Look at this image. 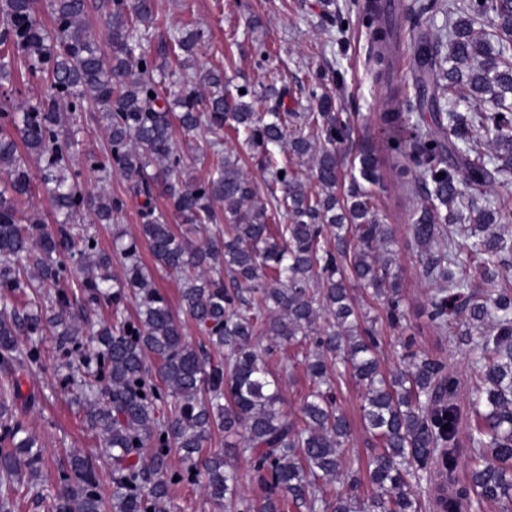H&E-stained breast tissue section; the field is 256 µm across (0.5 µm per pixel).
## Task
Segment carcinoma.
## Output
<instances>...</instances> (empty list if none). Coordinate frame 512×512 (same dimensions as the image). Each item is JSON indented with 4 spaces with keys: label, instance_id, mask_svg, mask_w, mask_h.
Instances as JSON below:
<instances>
[{
    "label": "carcinoma",
    "instance_id": "cac0c4a2",
    "mask_svg": "<svg viewBox=\"0 0 512 512\" xmlns=\"http://www.w3.org/2000/svg\"><path fill=\"white\" fill-rule=\"evenodd\" d=\"M47 8L49 26L39 0H0V86L14 84L21 68L46 83L34 101L0 99V473L14 483L0 494V512H15L21 491L39 497L33 479L46 465L44 451L18 414L39 405L35 394H22L21 378L41 362L47 334L62 366L79 364L65 381L100 447L68 455L51 512H159L172 487L185 483L200 485L220 512H282L287 500L308 512H484L490 503L512 512V278L499 274L512 255L500 232L512 224V201L487 195L512 175V0L398 5L417 19L414 106L432 113L434 128L419 132L400 108L385 109L382 129L395 133L387 158L363 141L341 195L339 151L352 117L333 111L325 78L304 89L316 111H284L289 89L272 84L264 98L274 104L257 112L245 100L250 91L226 89L223 70L184 72L181 56L204 37L186 30L162 46L191 85L173 112L165 67L148 49L155 0H49ZM384 8L383 0H349L345 12L328 17L340 31L354 13L369 30L367 61L379 84L390 82L399 39L393 18L381 19ZM93 11L103 20V44L87 25ZM437 14L445 25L432 33L427 23ZM485 22L491 31L475 29ZM462 101L466 112L457 110ZM63 109L71 112L66 122ZM88 109L107 140L84 154L86 166L103 179L122 176L139 200V236L113 233L110 251L74 232L78 217L110 224L126 206L123 196L81 185L77 120ZM175 125L210 135L205 174L188 172ZM228 130L259 156L264 197L240 158L224 152ZM482 137L495 145L494 156L481 151ZM31 160L51 224L21 210L33 190ZM385 161L402 176L415 174L421 202L409 232L431 286L429 321L440 331L454 321L455 338L471 355L472 465L463 482L455 476L456 377L413 350L409 337L401 341V368L382 370L375 330L351 321L357 285L389 325L406 322L393 260L379 256L393 240L374 202ZM159 194L189 228L168 222L155 205ZM281 209L286 224L275 223ZM221 223L222 235L199 244L188 238L200 225ZM143 244L177 275L182 310L208 347L184 336L141 263ZM114 252L123 259L116 288ZM476 270L481 289L472 286ZM76 304L108 306L114 320L91 325L75 314ZM257 336L271 340L262 353L253 346ZM287 347L309 379L294 418L282 409L280 375L269 366ZM348 376L362 385L361 420L374 448L346 471L352 426L336 397ZM216 429L238 438L233 447L265 490L260 500L241 496L223 452L203 454ZM175 450L182 452L177 470ZM106 470L107 499L100 493ZM335 482L344 490L331 496ZM365 483L373 488L367 500L359 496Z\"/></svg>",
    "mask_w": 512,
    "mask_h": 512
}]
</instances>
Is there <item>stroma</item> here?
<instances>
[{
	"label": "stroma",
	"instance_id": "stroma-1",
	"mask_svg": "<svg viewBox=\"0 0 512 512\" xmlns=\"http://www.w3.org/2000/svg\"><path fill=\"white\" fill-rule=\"evenodd\" d=\"M345 0H155L156 37H169L189 27L204 30L205 39L196 48L192 68L220 67L233 85L262 95L274 74H281L293 95H300L317 71L342 69L345 83L329 85L336 109L355 118L353 141L372 140L377 150L386 143L379 132V112L386 90L371 79L366 64L367 36L364 27L352 23L344 36L325 29L326 16L341 8ZM268 51L263 66H256L259 51ZM412 177H397L385 171L384 187L377 193L378 213L393 227L391 245L399 285L408 312V330L396 329L380 320L376 302L355 299L359 313L375 321L380 336V362L383 369L398 364L402 349L398 340L409 333L416 350L443 361L457 378L454 403L462 412L457 434L456 474L465 477L470 468L467 416L471 396L469 353L453 344L448 333L434 329L428 318L430 287L426 282L410 241L409 224L418 196ZM53 350H46L40 365L22 380L23 390L38 391L39 407L29 412L25 424L45 450L48 467L40 477V498H29L21 512H47L49 499L59 482V468L70 452L97 451L99 442L85 423L83 412L71 401ZM338 403L350 419L353 436L345 452L348 466H357L370 451L371 440L360 416L361 388L346 378Z\"/></svg>",
	"mask_w": 512,
	"mask_h": 512
}]
</instances>
